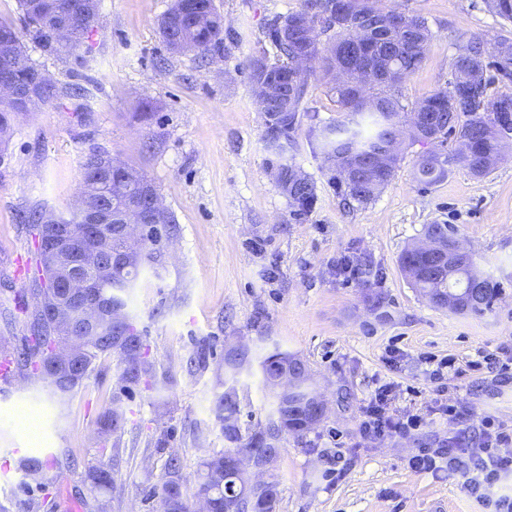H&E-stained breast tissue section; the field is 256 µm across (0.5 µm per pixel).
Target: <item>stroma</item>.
Listing matches in <instances>:
<instances>
[{
    "instance_id": "obj_1",
    "label": "stroma",
    "mask_w": 512,
    "mask_h": 512,
    "mask_svg": "<svg viewBox=\"0 0 512 512\" xmlns=\"http://www.w3.org/2000/svg\"><path fill=\"white\" fill-rule=\"evenodd\" d=\"M391 2L424 16L433 31L420 69L399 86L408 107L447 85L468 41L489 45L512 33L484 0ZM171 4L101 0L80 50L23 41L59 97L20 119L0 161V355L24 345L38 311L28 269L36 243L19 216L68 214L90 154H111L143 172L176 231L125 295L158 385L137 388L125 402L127 423L116 442L99 431L118 389L116 359L66 397L28 377L0 385V504L95 512L86 472L104 464L117 484L107 512H161L168 455L180 457L191 490L201 459L224 447L213 412L224 349L245 340L256 358L276 347L299 353L328 402L317 429L283 443L271 472L278 512H476L447 472H420L409 460L455 430L443 413L450 404L512 426V374L486 365L512 359V152L478 179L447 141L438 152L448 175L426 186L415 178L425 148L407 144L382 194L367 206H348L329 184L310 132L312 123L340 117L320 82L310 91L313 117L298 130L294 152L316 185L317 202L306 220L293 221L269 175L264 120L248 73L268 22L299 10L301 0H215L226 34L220 58L168 50L158 21ZM428 224L453 225L480 272L498 278L502 292L491 311L438 309L408 284L398 259ZM359 256L371 259V276L339 271L343 258ZM374 294L384 297L382 310H373ZM448 358L455 372L434 380L433 370ZM385 383L394 387L396 408L421 412L424 422L406 437L364 440L363 412ZM237 393L242 427L266 423L273 400L261 374L242 372ZM160 437L167 441L162 450L155 446ZM337 453L345 471L333 482L324 473ZM22 456L49 461L46 486L20 468Z\"/></svg>"
}]
</instances>
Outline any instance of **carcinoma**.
Here are the masks:
<instances>
[{
    "label": "carcinoma",
    "mask_w": 512,
    "mask_h": 512,
    "mask_svg": "<svg viewBox=\"0 0 512 512\" xmlns=\"http://www.w3.org/2000/svg\"><path fill=\"white\" fill-rule=\"evenodd\" d=\"M60 5L58 16L49 15L37 9L35 0H19L24 18L32 26L34 37L53 45L49 31L58 18L72 15L71 7L82 6L79 17L83 26L94 27L98 16V0H55ZM489 11L506 22H512V0H485ZM211 17H185L178 21L160 20L161 37L169 50L176 54L196 52L206 56L219 51L224 45V23L222 15L214 4H209ZM353 17L374 14L380 22H385L396 11L386 4V0H354ZM314 11V17L327 24L330 32L326 42L310 46L304 39L291 40L288 31L303 12ZM336 0H303L301 8L284 16L272 19L266 27V39L275 50L274 55L262 51L249 63V86L252 99L264 117L266 145L272 152V167L278 169L279 187L288 197L290 216L295 221L307 218L316 201V185L308 181L293 196H288V183L291 181L294 165L288 162V152L294 147L295 133L308 108V90L313 80L331 79L332 96L336 99L338 111L343 119L316 127L317 147L325 156L350 159L361 165L381 151L391 149L384 169L375 177H360L355 170L338 165L330 170L328 179L336 191L359 205L375 200L393 178L399 162L397 148L391 147L396 127L403 123L409 129L411 141L423 145L443 143L452 135L457 141V158L469 172L478 178L488 176L494 169L502 152L512 147V112L497 113V120H490V113L504 106L512 107V94L490 97L487 89L491 79L487 75L488 63L482 61L484 44L473 39L463 46L456 56L448 86L438 88L424 96L420 103L426 111L406 109L400 97L389 82L386 73L395 71L406 76L420 68L427 45L433 37L424 18L414 15L405 29L391 32L383 40L375 35L367 43L357 44L352 40L349 18L334 17ZM498 42L508 52V56L496 62L498 80L512 83V39L500 38ZM312 48L320 58L321 70L298 71L294 61L298 54ZM370 68L377 76L374 85L375 98L381 108L371 110L355 98V84L359 72ZM343 79H338V75ZM283 78L290 89L296 91L294 107L284 110L278 104L257 99V86L271 78ZM448 175L445 162L434 152L421 156L416 179L426 186L433 185ZM153 188L146 176L131 184L122 195H112V209L120 210L127 204L137 202L142 192ZM23 220L31 223V231L37 243L40 266H45L44 239L64 229L72 235H81L85 224L81 213L73 211L59 217L56 224H41L36 215L30 214ZM174 228L173 219L164 217L158 224L147 227L142 241L140 263L125 271L123 282H108L99 292L115 301L119 307L125 306L123 294L132 287L138 277L141 265L152 259L154 247L160 245L163 236ZM424 235L435 236L448 242L453 241L455 229L450 224H428ZM474 264L471 254L457 257V268L453 275L433 270L428 259L417 255L413 249L404 250L399 257V267L408 283L422 292L436 308L448 301L452 295L461 301L459 313L482 314L492 308L501 293V283L492 276L483 277L482 283L473 284L469 268ZM63 341L77 348L87 347L85 353L74 361L55 354L56 344ZM148 348L134 322L121 331H116L112 319L102 318L97 324V335L91 338L67 336L59 326L49 327V320L43 312L35 315L31 325V336L27 348L16 351L17 367L26 370L27 375L37 378L51 391L65 397L79 387L99 367L103 361L114 356L119 364V392L112 397V407L100 417V433L116 436L124 429L126 412L123 398L130 397L141 384H155L156 374L153 365L147 360ZM227 372L222 385L224 390L218 395L215 404V419L224 433L227 447L215 451L200 462V473L193 493H188L181 474V461L172 454L165 462L164 480L161 485V505L163 512H190V501L201 500L208 506V512H224V501L234 504L238 512H251V505L244 497V480L236 467L225 465V459L235 456L245 462L265 452V446L257 439L264 427L258 425L242 432L239 424L240 405L237 395V375L252 366L251 355L233 352L227 356ZM302 363L304 359L278 348L267 353L259 361L264 384L272 392L275 402L269 421H277L288 433L300 437L311 430L310 402L319 395L311 384V378L302 379L298 390L284 395L275 386L279 372L284 366ZM86 478L94 498L110 497L115 489L112 472L103 466H92Z\"/></svg>",
    "instance_id": "obj_1"
}]
</instances>
